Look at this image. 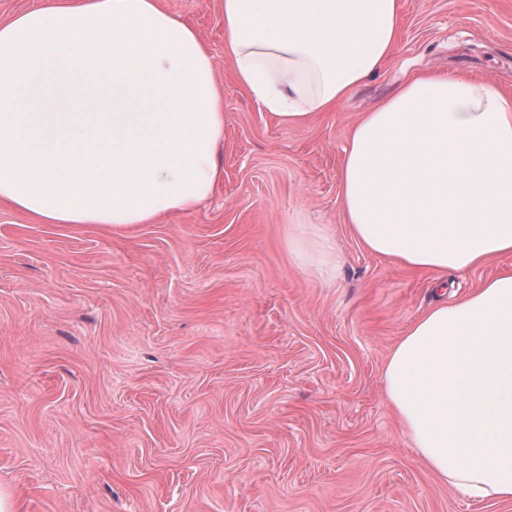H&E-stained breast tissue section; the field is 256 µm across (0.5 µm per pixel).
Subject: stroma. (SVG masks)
<instances>
[{
  "instance_id": "35a3bbf8",
  "label": "stroma",
  "mask_w": 512,
  "mask_h": 512,
  "mask_svg": "<svg viewBox=\"0 0 512 512\" xmlns=\"http://www.w3.org/2000/svg\"><path fill=\"white\" fill-rule=\"evenodd\" d=\"M389 62L288 125L238 86L220 0H163L224 83V176L194 208L119 230L0 204V486L14 512H512L442 484L384 395L434 273L366 249L339 198L362 112L419 73L512 96V0H399ZM321 224L338 272L288 251ZM512 255L463 274L465 296Z\"/></svg>"
}]
</instances>
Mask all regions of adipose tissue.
Masks as SVG:
<instances>
[{
    "label": "adipose tissue",
    "mask_w": 512,
    "mask_h": 512,
    "mask_svg": "<svg viewBox=\"0 0 512 512\" xmlns=\"http://www.w3.org/2000/svg\"><path fill=\"white\" fill-rule=\"evenodd\" d=\"M236 83L286 124L335 111L387 64L399 0H222ZM224 88L160 0H50L0 24V200L46 224L126 228L193 208L222 178ZM343 210L370 251L465 273L512 254V97L419 75L356 123ZM288 250L334 279L330 234ZM385 399L439 481L512 501V275L418 317Z\"/></svg>",
    "instance_id": "1"
}]
</instances>
